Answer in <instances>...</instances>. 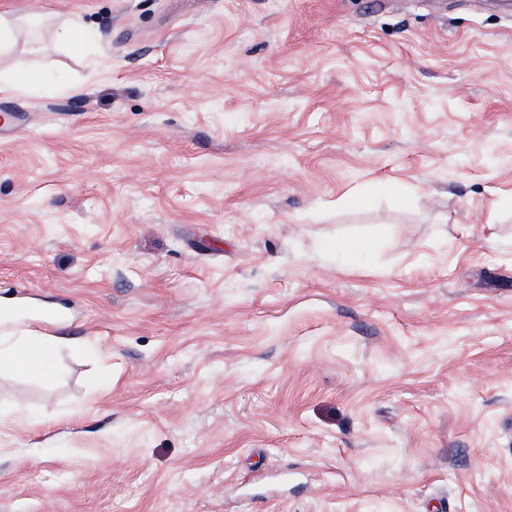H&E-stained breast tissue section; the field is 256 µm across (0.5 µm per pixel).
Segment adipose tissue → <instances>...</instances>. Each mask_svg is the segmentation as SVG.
Segmentation results:
<instances>
[{
    "mask_svg": "<svg viewBox=\"0 0 512 512\" xmlns=\"http://www.w3.org/2000/svg\"><path fill=\"white\" fill-rule=\"evenodd\" d=\"M56 337L36 330L0 336V371L17 370L29 375L44 373L57 349Z\"/></svg>",
    "mask_w": 512,
    "mask_h": 512,
    "instance_id": "obj_1",
    "label": "adipose tissue"
}]
</instances>
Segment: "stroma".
<instances>
[{
    "label": "stroma",
    "instance_id": "35a3bbf8",
    "mask_svg": "<svg viewBox=\"0 0 512 512\" xmlns=\"http://www.w3.org/2000/svg\"><path fill=\"white\" fill-rule=\"evenodd\" d=\"M0 15V512H512V0ZM60 342L54 336L29 329L19 335L0 336V371L17 370L29 375L44 373Z\"/></svg>",
    "mask_w": 512,
    "mask_h": 512
}]
</instances>
